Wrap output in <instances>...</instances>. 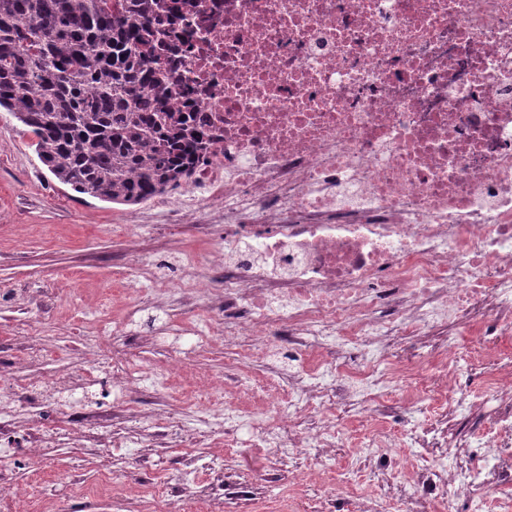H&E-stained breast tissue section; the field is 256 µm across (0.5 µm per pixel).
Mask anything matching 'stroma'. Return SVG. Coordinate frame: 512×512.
Returning <instances> with one entry per match:
<instances>
[{
	"label": "stroma",
	"mask_w": 512,
	"mask_h": 512,
	"mask_svg": "<svg viewBox=\"0 0 512 512\" xmlns=\"http://www.w3.org/2000/svg\"><path fill=\"white\" fill-rule=\"evenodd\" d=\"M34 142L12 113L0 110V371L16 372L25 382L80 369L83 363L74 349L82 343L91 354L102 347L125 351L145 367L182 359L183 373L168 378L165 388L145 385L142 408L171 416L189 437L169 448L123 449L122 478L134 494L95 500L83 498L79 488L101 483L111 462L108 450L54 444L34 461L27 449L13 448L4 459L13 487L0 492V512H45L53 499L67 512H151L153 502L170 493V472L191 459L202 468L223 467V512H275L293 499L301 501L305 512H357L368 499L385 512H401L398 456L421 470L435 464L487 468L481 449L487 422L465 413L444 416L439 395L410 408L397 387L384 402L389 447H360L370 407L355 400L338 408L340 436L327 453L310 448L280 458L226 451L219 411L227 405L244 407L249 393H270L288 384L296 363L273 367L255 347L246 366L233 369L223 337L205 340L189 330H174V322L184 318L176 304L161 307L148 298L127 313L123 291L132 282L123 258L129 238L141 243L161 288L181 284L186 250L202 244L201 237L183 241L164 229L167 205L182 198L183 187L168 189L161 204L104 203L59 183L39 161ZM35 292L50 298L38 315L24 304ZM481 319L474 312L449 323L444 332L403 333L396 339L395 357L415 362L450 342L471 350L460 387L471 398H486L492 375L512 374V335L486 337V351L473 352L470 326ZM112 402L99 382L68 403L43 402L41 418L71 429L77 425L76 406L108 409ZM416 425L431 430L432 447H408L407 434ZM428 512H512V481L467 498L455 496L452 486L437 487L429 495Z\"/></svg>",
	"instance_id": "obj_1"
}]
</instances>
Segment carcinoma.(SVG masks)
<instances>
[{
  "instance_id": "carcinoma-1",
  "label": "carcinoma",
  "mask_w": 512,
  "mask_h": 512,
  "mask_svg": "<svg viewBox=\"0 0 512 512\" xmlns=\"http://www.w3.org/2000/svg\"><path fill=\"white\" fill-rule=\"evenodd\" d=\"M159 0H0V109L62 184L117 205L190 176L205 130L170 111Z\"/></svg>"
}]
</instances>
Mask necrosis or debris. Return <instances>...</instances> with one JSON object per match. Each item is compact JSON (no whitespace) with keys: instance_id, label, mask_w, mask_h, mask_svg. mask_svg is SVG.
<instances>
[{"instance_id":"necrosis-or-debris-1","label":"necrosis or debris","mask_w":512,"mask_h":512,"mask_svg":"<svg viewBox=\"0 0 512 512\" xmlns=\"http://www.w3.org/2000/svg\"><path fill=\"white\" fill-rule=\"evenodd\" d=\"M158 25L179 50L173 111L197 116L212 140L189 179L223 237L194 256L193 284L162 290L206 312L203 336L260 343L284 361L311 353L288 393L265 397L248 438L224 414V445L285 456L336 445L333 385L377 403L403 378L389 339L448 321L477 302L483 336L512 334V0H177ZM361 342L368 362L340 358ZM456 346L433 353L449 413L489 422L485 471L403 472V512H426L429 487L473 495L512 477V375L491 401L457 388ZM119 412L85 411L76 429L29 431L25 445L86 448L173 438L141 412L137 382L160 373L113 356ZM315 410L316 433L295 430ZM130 430L112 435L116 421Z\"/></svg>"}]
</instances>
